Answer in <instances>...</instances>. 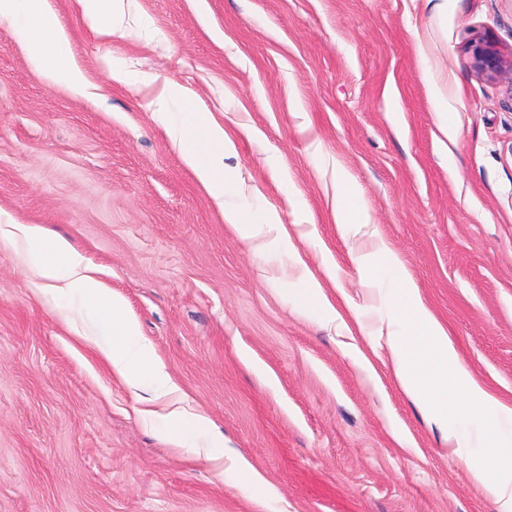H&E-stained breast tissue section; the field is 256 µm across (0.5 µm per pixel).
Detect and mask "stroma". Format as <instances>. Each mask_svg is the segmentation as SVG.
<instances>
[{
    "instance_id": "stroma-1",
    "label": "stroma",
    "mask_w": 512,
    "mask_h": 512,
    "mask_svg": "<svg viewBox=\"0 0 512 512\" xmlns=\"http://www.w3.org/2000/svg\"><path fill=\"white\" fill-rule=\"evenodd\" d=\"M50 5L94 93L48 87L0 23V225L66 238L177 391L114 377L1 243L0 512H497L345 304L363 300L354 251L377 232L512 401V83L469 52L512 57V0H133L116 42L78 0ZM167 82L224 127L225 173L295 253L225 222L146 109ZM341 176L368 224H337ZM300 258L335 262L339 320L295 303ZM175 407L206 416L271 496L166 443ZM472 64L481 76L506 79L512 83V60H506L495 48L480 41L470 46Z\"/></svg>"
}]
</instances>
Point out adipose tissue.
Instances as JSON below:
<instances>
[{
	"label": "adipose tissue",
	"instance_id": "1",
	"mask_svg": "<svg viewBox=\"0 0 512 512\" xmlns=\"http://www.w3.org/2000/svg\"><path fill=\"white\" fill-rule=\"evenodd\" d=\"M80 3L84 21L98 35L128 38L124 0ZM0 19L18 31L30 63L48 84L87 94V78L73 63L68 39L48 0H0ZM153 105L169 136L181 144L186 163L221 207L225 221L243 238L271 235L284 249H291V237L275 213L247 216L227 203L235 185L224 172V152L232 142L210 114L196 110L181 87L171 82ZM0 241L22 250L25 263L42 280L63 318L76 312L86 319L87 328L76 329L75 334L114 376L133 388L150 379L160 398L175 392L152 347L140 340L123 298L106 287L66 240L50 236L38 224H1ZM356 261L366 272L368 287L386 283L393 290L391 313L377 338L395 363L398 386L446 431L449 441L469 447L464 461L473 481L494 500L498 512H512V404L484 387L462 362L447 327L432 313L384 239H376L370 251L357 254ZM164 430L169 442L201 451L205 459L224 457V437L212 432L204 415L172 410L165 417ZM478 448L500 449L497 463H480L474 454Z\"/></svg>",
	"mask_w": 512,
	"mask_h": 512
}]
</instances>
